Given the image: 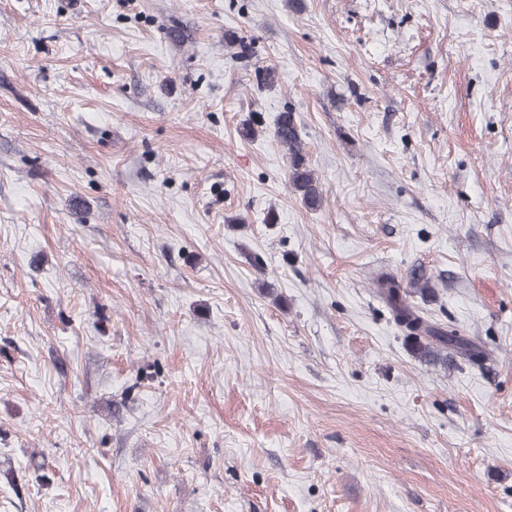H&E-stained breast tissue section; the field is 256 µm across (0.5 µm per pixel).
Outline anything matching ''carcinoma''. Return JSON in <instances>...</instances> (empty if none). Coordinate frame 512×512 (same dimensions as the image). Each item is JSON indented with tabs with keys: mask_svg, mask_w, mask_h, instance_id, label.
<instances>
[{
	"mask_svg": "<svg viewBox=\"0 0 512 512\" xmlns=\"http://www.w3.org/2000/svg\"><path fill=\"white\" fill-rule=\"evenodd\" d=\"M275 141L288 149L290 183L300 196L304 205L310 209L321 207L323 196L320 186L314 179V172L306 163L301 147V132L293 112L279 114L274 125ZM380 295L388 305L395 322L404 328L412 341L414 353L425 360L437 358L438 345L453 346L465 349V356L473 361L482 359L481 352L467 347L466 341L459 336L453 327H440L431 324L411 306L403 295L395 280L382 277L378 280Z\"/></svg>",
	"mask_w": 512,
	"mask_h": 512,
	"instance_id": "1",
	"label": "carcinoma"
}]
</instances>
